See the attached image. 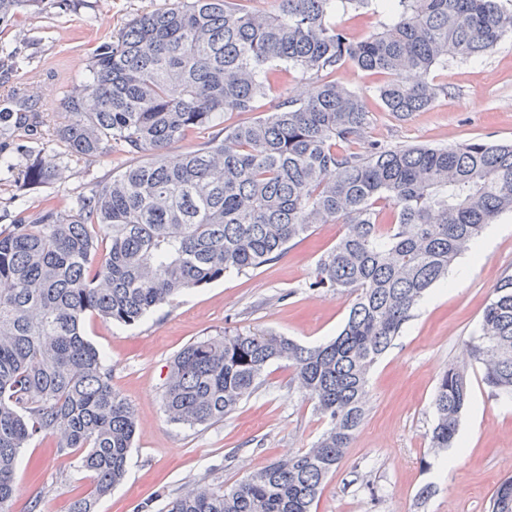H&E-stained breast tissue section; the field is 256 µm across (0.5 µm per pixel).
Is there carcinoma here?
<instances>
[{
  "instance_id": "carcinoma-1",
  "label": "carcinoma",
  "mask_w": 512,
  "mask_h": 512,
  "mask_svg": "<svg viewBox=\"0 0 512 512\" xmlns=\"http://www.w3.org/2000/svg\"><path fill=\"white\" fill-rule=\"evenodd\" d=\"M512 0H279L269 15L236 0H175L93 48L86 78L62 102L57 136L93 159L116 144L143 160L79 199L43 207L0 233V512H9L20 449L51 436L79 450L90 492L69 512H95L125 473L137 423L112 389V368L86 338L96 315L133 325L185 289L275 260L318 224H344L318 261L312 290L352 298L327 343L272 331L236 332L185 346L163 404L174 424L224 419L274 361L294 368L327 428L312 447L270 462L230 489L198 485L159 512H311L367 411V382L415 306L512 213V145L387 147L366 140L364 97L331 79L350 61L383 77L385 112L406 117L437 95L430 75L450 58L478 61L512 34ZM44 0H0V31ZM375 5L381 32L350 39L336 13ZM311 93L283 97L291 73ZM265 113L227 122L233 113ZM222 135L174 158L195 130ZM40 158L36 183L58 174ZM472 352L494 395L512 398V276L484 310ZM470 400L467 371L450 366L433 398L436 450L456 447ZM488 512H512V477Z\"/></svg>"
}]
</instances>
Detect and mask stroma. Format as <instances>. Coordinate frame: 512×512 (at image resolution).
Segmentation results:
<instances>
[{"instance_id": "obj_1", "label": "stroma", "mask_w": 512, "mask_h": 512, "mask_svg": "<svg viewBox=\"0 0 512 512\" xmlns=\"http://www.w3.org/2000/svg\"><path fill=\"white\" fill-rule=\"evenodd\" d=\"M173 0H69L25 14L0 31V43L25 63L0 60V111L23 112L32 125L0 135V231L36 215L42 200L67 211L119 170L132 164L121 147L87 160L71 155L54 129L65 120L62 100L85 75L87 58L103 35H118L136 16L170 7ZM431 78L439 92L425 111L397 117L375 98L378 77L352 66L335 79L368 101L369 140L387 146L454 147L472 140L512 142V35L478 61L451 60ZM55 157L59 173L37 188L26 183L33 160ZM490 255L475 263L459 257L447 285L434 286L432 305H418L368 379V411L345 456L325 481L312 512H486L497 485L512 476V400L494 396L472 356L485 306L497 284L512 276V214ZM345 230L320 224L291 243L278 259L243 274L185 291L131 326L87 317L88 340L112 368V386L132 407L137 423L124 481L101 498L97 512H136L206 481L232 486L270 461L311 447L325 428L300 393L287 363L266 370L259 389L223 421L189 427L169 421L162 397L169 365L191 342L227 331H273L304 345L335 337L349 299L329 289L309 290L320 257ZM465 365L471 401L463 413L456 456L430 447L432 400L449 364ZM92 480L77 456L51 437L29 441L15 472L10 512H68Z\"/></svg>"}]
</instances>
